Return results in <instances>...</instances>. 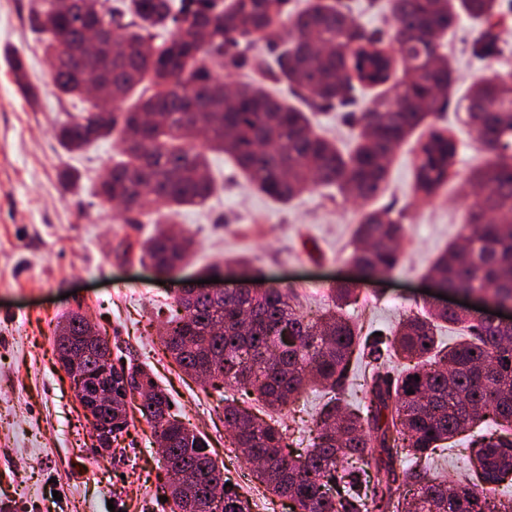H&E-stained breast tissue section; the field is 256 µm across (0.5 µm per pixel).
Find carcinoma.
I'll return each mask as SVG.
<instances>
[{
	"label": "carcinoma",
	"mask_w": 512,
	"mask_h": 512,
	"mask_svg": "<svg viewBox=\"0 0 512 512\" xmlns=\"http://www.w3.org/2000/svg\"><path fill=\"white\" fill-rule=\"evenodd\" d=\"M500 7V0H389L393 26L386 32L360 27L333 0H314L292 15L284 0H230L220 12L214 0H29L27 23L43 35L44 53L56 57L50 81L80 103L57 129L64 148L77 151L120 132L121 159L95 186L96 196L141 215L154 205L176 213L204 203L213 180L206 153L191 146L199 142L231 157L272 199L289 202L318 183L363 204L352 258L368 276L400 264L404 226L403 215L365 204L384 191L395 150L424 125L429 132L413 162L415 195L432 198L448 184L457 147L436 121L456 103L490 157L471 172L476 193L458 239L432 261L428 276L449 289L512 302V71L490 69L460 97L455 68L441 51L462 18L485 22ZM88 28L118 30L121 39L103 41L92 61ZM495 42L485 30L474 54L490 56ZM12 69L21 94L35 99L17 53ZM221 69L260 78L230 89ZM269 82L284 86L288 97L273 96ZM358 85L374 93L347 112L357 136L343 153L315 132L310 113L352 104ZM89 86L98 88L93 97L85 94ZM192 246L186 232L161 228L142 243V258L173 274ZM334 293L331 308L309 317L285 289L261 297L187 292L175 298L179 314L166 322L161 341L186 374L255 396L257 412L225 400L224 426L231 445L255 464L254 478L291 501L294 512H512V497L500 490L512 482V326L469 323L455 311L429 308L376 336L343 313L354 289L341 285ZM442 322L465 324V335L439 345ZM88 327L75 312L58 321L54 353L69 373L97 368L110 351L101 335L85 347ZM395 359L407 367L394 371ZM362 364L364 401L353 406L344 385ZM127 384L164 443L166 470L182 473L169 485L171 512H248L205 440L169 412L151 376L135 369ZM319 384L331 396L316 416L311 448L293 457L285 449L294 432L265 416ZM462 433L472 466L463 480L442 481L431 463ZM400 457L413 468L398 469Z\"/></svg>",
	"instance_id": "obj_1"
}]
</instances>
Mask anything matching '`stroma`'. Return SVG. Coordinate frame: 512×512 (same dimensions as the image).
<instances>
[{"label": "stroma", "mask_w": 512, "mask_h": 512, "mask_svg": "<svg viewBox=\"0 0 512 512\" xmlns=\"http://www.w3.org/2000/svg\"><path fill=\"white\" fill-rule=\"evenodd\" d=\"M28 0H0V512H170L161 486L167 480L157 437L137 408L129 426L103 456L91 438L69 374L53 351L57 322L82 313L109 340L115 367L150 370L180 414L209 441L225 478L249 502V512H290L287 500L255 482L240 450L224 428V391L183 374L167 355L160 332L174 313L182 276L244 257L247 279L225 274L223 289L293 290L302 311L316 316L331 306L333 288L356 283L346 316L364 331L389 330L416 305L441 306L427 290L434 257L457 238L470 205L465 178L488 154L459 112H443L439 124L457 139L455 174L433 198L414 196L413 146L394 154L386 190L373 200L404 214L405 253L393 272L362 277L350 255L356 204L335 190L315 187L289 204L255 191L226 155H209L214 194L182 208L175 220L196 241L181 274L158 284L157 273L138 253L123 254V242L149 234L164 212L141 216L139 229L94 195V187L118 157V138L66 152L56 138L63 110L48 78L49 63L39 37L25 22ZM498 54L480 60L470 45V22L443 40L460 86L484 68L512 67V0L497 16ZM20 52L38 100L23 98L8 54ZM79 175L77 187L63 186V171ZM324 389L305 390L283 420L301 448L312 444V418L325 401Z\"/></svg>", "instance_id": "stroma-1"}]
</instances>
